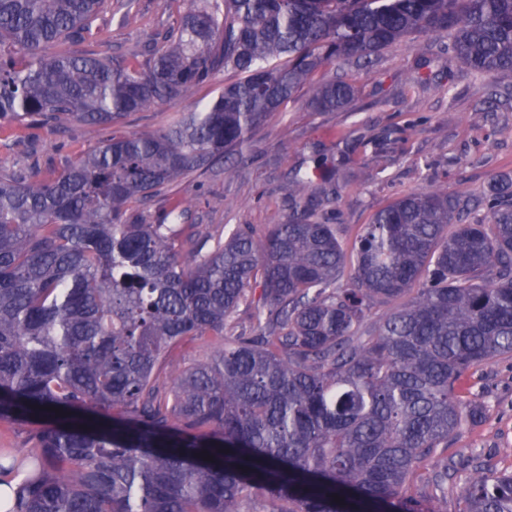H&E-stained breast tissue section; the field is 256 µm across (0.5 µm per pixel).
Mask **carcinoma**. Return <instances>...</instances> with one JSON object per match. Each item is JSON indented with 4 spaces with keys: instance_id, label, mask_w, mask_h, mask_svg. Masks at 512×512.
<instances>
[{
    "instance_id": "carcinoma-1",
    "label": "carcinoma",
    "mask_w": 512,
    "mask_h": 512,
    "mask_svg": "<svg viewBox=\"0 0 512 512\" xmlns=\"http://www.w3.org/2000/svg\"><path fill=\"white\" fill-rule=\"evenodd\" d=\"M189 2L139 61L68 48L103 36L107 0H0V121L23 129L107 131L238 75L58 173L0 172V419L47 420L0 464L30 472L9 512H415L423 481L442 512L450 483L458 512H512V471L463 477L437 454L485 416L464 386L512 359L511 174L486 222L431 179L349 250L323 208L348 175L320 158L280 224L224 238L179 202L145 214L218 160L246 164L254 130L341 60L446 35L474 72L512 73V0ZM354 96L332 75L308 107ZM202 338L214 355L184 365ZM232 77L233 73L231 72L226 73L225 76L220 75L214 85L204 86L196 90L190 97L173 100L159 109L133 114L129 116L123 124L112 127L110 131L114 134H127L132 132L149 133L158 131L167 124L174 113L188 112L196 102L210 100L215 95L214 90L224 85V78L225 81L228 82Z\"/></svg>"
}]
</instances>
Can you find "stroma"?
Instances as JSON below:
<instances>
[{
  "mask_svg": "<svg viewBox=\"0 0 512 512\" xmlns=\"http://www.w3.org/2000/svg\"><path fill=\"white\" fill-rule=\"evenodd\" d=\"M179 16L174 0H134L127 10L106 9L100 25L110 36L89 47L134 55L175 27ZM446 43L440 35H417L383 51L371 69L352 61L340 63L339 72L357 88L348 108L309 111L311 89L302 87L294 101L254 131L246 165L223 163L174 185L147 204V213L178 201L192 223L266 227L282 222L289 213L288 179L314 153L351 172L352 180L341 188L337 202L343 212L339 233L348 243L374 210L421 189L424 175L435 177L449 191L480 198L491 175L512 172V98L499 95L512 86V75L493 79L476 74L446 53ZM423 50L435 59L426 82L418 79L414 66ZM213 95V87H202L190 97L133 114L114 131H158L174 113L190 111L195 102ZM31 136V153L0 143L1 171L22 169L35 158L60 169L97 143L77 124L64 133L44 129ZM481 374L475 389L489 406L487 416L481 426L457 435L447 450L463 472L475 457L500 470L512 467V456L503 452L512 446V362L490 363Z\"/></svg>",
  "mask_w": 512,
  "mask_h": 512,
  "instance_id": "1",
  "label": "stroma"
}]
</instances>
